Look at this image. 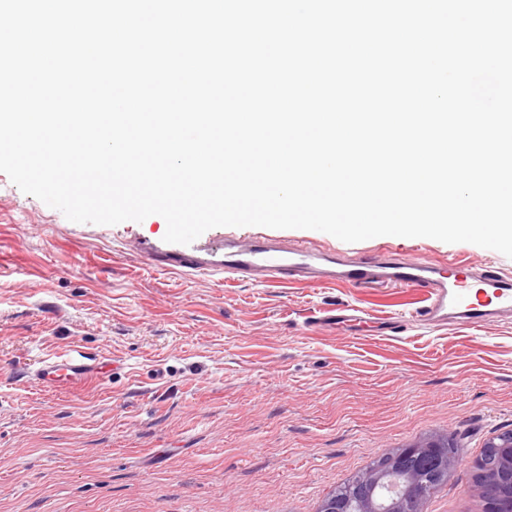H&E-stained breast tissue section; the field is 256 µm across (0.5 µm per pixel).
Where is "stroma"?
<instances>
[{"mask_svg":"<svg viewBox=\"0 0 512 512\" xmlns=\"http://www.w3.org/2000/svg\"><path fill=\"white\" fill-rule=\"evenodd\" d=\"M152 215L84 237L0 173V512H320L348 478L436 435L459 455L423 512H486L473 463L512 429V316L423 326L421 289L255 285L157 272ZM361 255L512 258L380 236ZM351 307L366 323H321ZM80 349L108 379L54 391ZM106 365L99 358L86 356L79 350L47 359L34 372V379L44 387L72 389L83 385L90 378L102 377Z\"/></svg>","mask_w":512,"mask_h":512,"instance_id":"35a3bbf8","label":"stroma"}]
</instances>
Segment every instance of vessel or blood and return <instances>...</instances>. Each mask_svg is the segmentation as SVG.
Returning a JSON list of instances; mask_svg holds the SVG:
<instances>
[{"label":"vessel or blood","mask_w":512,"mask_h":512,"mask_svg":"<svg viewBox=\"0 0 512 512\" xmlns=\"http://www.w3.org/2000/svg\"><path fill=\"white\" fill-rule=\"evenodd\" d=\"M139 255L154 269L180 276L250 279L260 284H348L361 288L413 286L426 295L418 314L430 325L455 322L476 326L498 313L512 311V271L460 260L423 262L392 254L362 259L336 246L310 241L287 243L280 235L259 231L249 237L233 232L201 235L192 244L162 237L138 241ZM105 365L78 350L42 361L34 373L38 384L72 389L103 376Z\"/></svg>","instance_id":"b4317fda"}]
</instances>
